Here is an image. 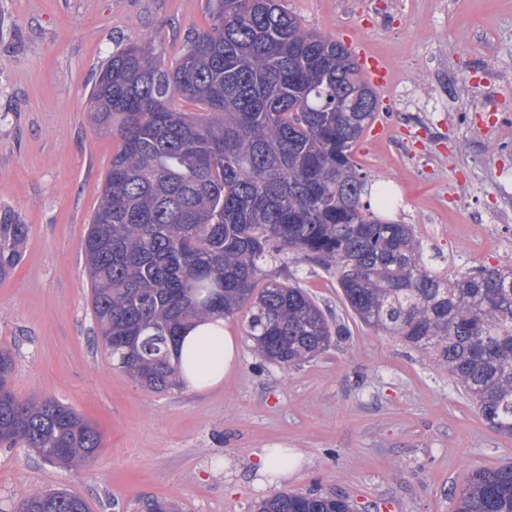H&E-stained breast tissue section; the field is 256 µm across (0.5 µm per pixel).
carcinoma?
Instances as JSON below:
<instances>
[{
  "mask_svg": "<svg viewBox=\"0 0 512 512\" xmlns=\"http://www.w3.org/2000/svg\"><path fill=\"white\" fill-rule=\"evenodd\" d=\"M211 23L175 67L142 38L112 53L90 94L118 141L83 251L91 308L112 364L151 391L180 386L181 332L246 311L256 355L298 366L328 349L332 327L299 286L263 281L293 252L334 265L347 306L448 369L485 423L512 436V267L442 272L413 225L381 218L389 186L369 188L353 149L379 108L349 49L309 31L284 0H208ZM182 100L199 112H183ZM29 226L0 218V280ZM0 350V444L78 468L101 434L53 398L22 400ZM17 512H89L64 489ZM257 512H352L342 495L280 491ZM454 512H512V465L473 471Z\"/></svg>",
  "mask_w": 512,
  "mask_h": 512,
  "instance_id": "cac0c4a2",
  "label": "carcinoma"
}]
</instances>
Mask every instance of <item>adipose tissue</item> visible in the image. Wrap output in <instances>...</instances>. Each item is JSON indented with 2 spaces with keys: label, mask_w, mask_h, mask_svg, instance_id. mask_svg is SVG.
<instances>
[{
  "label": "adipose tissue",
  "mask_w": 512,
  "mask_h": 512,
  "mask_svg": "<svg viewBox=\"0 0 512 512\" xmlns=\"http://www.w3.org/2000/svg\"><path fill=\"white\" fill-rule=\"evenodd\" d=\"M180 349L185 360L184 385L202 392L223 382L235 358L237 342L223 317L215 316L184 329Z\"/></svg>",
  "instance_id": "obj_1"
}]
</instances>
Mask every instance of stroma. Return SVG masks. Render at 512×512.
<instances>
[{
  "mask_svg": "<svg viewBox=\"0 0 512 512\" xmlns=\"http://www.w3.org/2000/svg\"><path fill=\"white\" fill-rule=\"evenodd\" d=\"M311 30L355 38L388 64L386 134L354 158L392 187L387 219L413 225L452 272L512 265L496 238L512 213V0H285ZM210 21L207 0H0V216L29 225L20 264L0 281V349L22 399L51 397L102 435L91 463L66 469L23 444L0 446V512L63 488L90 512H255L264 448L302 465L282 484L346 495L356 512H453L477 468L512 464V438L481 420L448 371L348 310L334 267L288 253L270 279L299 283L347 334L314 359H259L242 315L227 317L240 357L221 386L152 392L94 342L82 249L117 148L88 100L118 47L150 34L166 66Z\"/></svg>",
  "mask_w": 512,
  "mask_h": 512,
  "instance_id": "obj_1",
  "label": "stroma"
}]
</instances>
